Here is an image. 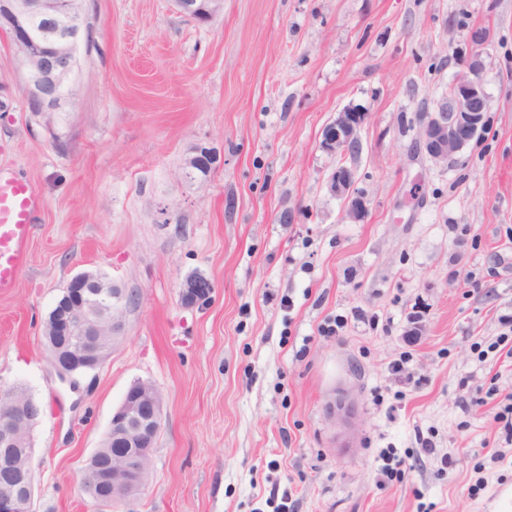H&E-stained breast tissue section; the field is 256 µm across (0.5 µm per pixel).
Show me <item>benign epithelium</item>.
Masks as SVG:
<instances>
[{"label":"benign epithelium","instance_id":"1","mask_svg":"<svg viewBox=\"0 0 512 512\" xmlns=\"http://www.w3.org/2000/svg\"><path fill=\"white\" fill-rule=\"evenodd\" d=\"M181 13L202 22L212 20L224 7V0H173ZM68 0H0V22L12 28L14 55L23 66L28 98L37 103L39 112H59L70 99L62 97L60 89L68 85L76 70V51L79 31H59L62 20L68 17ZM43 25L54 39L50 52L41 53L34 46L33 22ZM489 97L481 83L467 77L460 79L448 94V104H439L437 111L424 123L421 142L427 154L446 161L477 137L484 129ZM367 113L357 107L339 112L323 130L320 147L329 154L356 152L359 131ZM353 171L342 166L330 176V192L344 201L345 213L355 221L367 213L364 197L353 191ZM183 293L194 301L205 302L213 293V284L197 276L185 281ZM125 309L112 303V295L99 291L93 307L77 305L65 317L67 327L77 334L74 345L81 364L66 368L58 350L49 351V359L59 379L73 386L78 377L100 367L108 358L110 345L105 337L117 341L123 329ZM353 401L341 394L331 406L330 416L343 427L353 428ZM41 411L25 402L13 401L0 411V445L16 447L19 434L38 421ZM163 424V397L156 387L145 381L134 382L127 390L120 407L112 416L109 432L112 438L123 440L129 451L121 467L112 469L107 481L111 495L103 503L129 504L137 500L147 481L143 472V457L152 452L154 440ZM0 512H33L32 497L18 499L11 489L0 494Z\"/></svg>","mask_w":512,"mask_h":512}]
</instances>
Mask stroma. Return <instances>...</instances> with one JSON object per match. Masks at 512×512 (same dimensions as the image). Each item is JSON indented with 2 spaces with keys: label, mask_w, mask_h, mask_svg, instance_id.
<instances>
[{
  "label": "stroma",
  "mask_w": 512,
  "mask_h": 512,
  "mask_svg": "<svg viewBox=\"0 0 512 512\" xmlns=\"http://www.w3.org/2000/svg\"><path fill=\"white\" fill-rule=\"evenodd\" d=\"M74 107L31 111L0 30V170L40 207L0 294V387L44 407L35 512L82 488L135 381L162 394L149 483L112 512H506L512 440V0H87ZM482 59L484 133L452 160L427 114ZM368 118L356 155L320 147ZM204 183L180 172L197 145ZM363 221L329 190L338 165ZM82 271L139 293L109 358L60 382L43 327ZM214 284L189 306L192 273ZM356 400L344 436L328 406ZM172 2L181 13L202 22L212 20L224 7V0H173ZM367 118V113L357 107H349L339 112L336 118L323 130L320 147L329 154L355 153L359 148V131Z\"/></svg>",
  "instance_id": "stroma-1"
}]
</instances>
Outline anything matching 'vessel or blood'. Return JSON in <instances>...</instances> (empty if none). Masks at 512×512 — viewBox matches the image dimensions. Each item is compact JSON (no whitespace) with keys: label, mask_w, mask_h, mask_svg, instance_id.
<instances>
[{"label":"vessel or blood","mask_w":512,"mask_h":512,"mask_svg":"<svg viewBox=\"0 0 512 512\" xmlns=\"http://www.w3.org/2000/svg\"><path fill=\"white\" fill-rule=\"evenodd\" d=\"M40 200L32 184L22 177L0 174V293L14 288L26 259Z\"/></svg>","instance_id":"1"}]
</instances>
